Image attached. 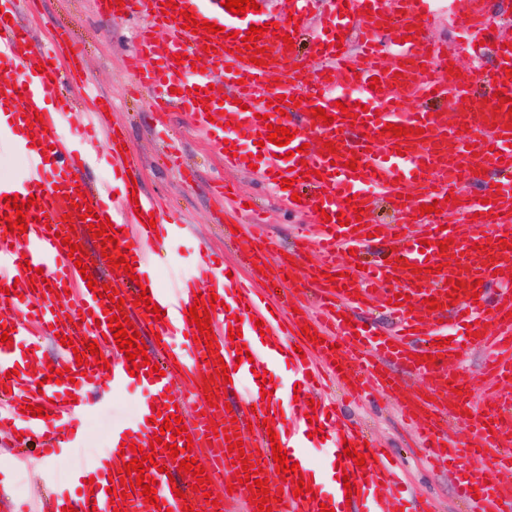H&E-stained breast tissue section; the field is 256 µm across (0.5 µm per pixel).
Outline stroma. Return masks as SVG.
Instances as JSON below:
<instances>
[{"label":"stroma","mask_w":512,"mask_h":512,"mask_svg":"<svg viewBox=\"0 0 512 512\" xmlns=\"http://www.w3.org/2000/svg\"><path fill=\"white\" fill-rule=\"evenodd\" d=\"M430 8L429 36L445 44L449 54L456 56L458 65L471 67V57L458 48V21L448 12V0H431ZM30 10V24L37 44L52 42L56 31L61 30L82 51L86 75L93 79L100 92L112 98L111 122L122 127L126 134L130 157L144 189L162 203L176 207L192 226V236L176 242L159 267L161 280H168L172 271L184 270L201 241L223 250L225 260H235V248L224 239V228L228 225L240 227L246 234L253 232L272 237L286 251L298 234L313 232L314 211L290 210L285 202L275 197L263 171L222 168L206 133L193 127L182 113L171 115L169 141L159 139L152 124V98L136 88L125 69V59L136 44L140 17L101 16L94 0H32ZM168 143L181 152L195 175L194 181H184L178 170L169 167L163 154V147ZM216 177L224 178L239 194L253 200L263 219L261 227H253L249 215L235 213L231 202L223 203L207 194V182ZM138 398L135 392L118 395L108 412L89 419L87 441L69 459L49 463L36 449L30 448L17 461L8 449L0 447V465L13 468L6 485L0 487V497L12 501L29 499L37 491L39 475L47 469L53 472L57 485H67L74 470L96 454L109 426L133 415ZM341 414L345 420L365 426L376 441L392 450L401 461L404 479L418 499L431 501L436 512H464L451 479L432 473L412 448L410 430L398 415L395 396L362 405L347 404Z\"/></svg>","instance_id":"35a3bbf8"}]
</instances>
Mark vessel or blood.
I'll return each mask as SVG.
<instances>
[{
  "label": "vessel or blood",
  "instance_id": "vessel-or-blood-1",
  "mask_svg": "<svg viewBox=\"0 0 512 512\" xmlns=\"http://www.w3.org/2000/svg\"><path fill=\"white\" fill-rule=\"evenodd\" d=\"M152 16L142 25L138 48L128 59L140 86L155 95L158 116L170 110L184 112L206 131L216 146H223L227 127H242L261 134L266 142L260 153L269 179L294 170L292 189L280 190L290 201L293 189H314L302 196V207L320 206L329 222L317 223L314 235L302 237L282 258L271 241L250 237L237 244L240 266L225 264L223 256L200 248L190 272L173 281H159L156 270L162 252L187 231L175 213L160 215L158 202L144 190L134 189L120 148L122 134L103 120L102 113L84 112L65 86L75 76V56L62 37L50 47L35 46L23 22L28 0H0V142L21 158V172L0 180V325L10 329L12 345L0 343V438L11 447L34 446L44 458L56 460L83 443L89 418L111 405L113 397L128 390L144 394L134 419L112 426L98 453L74 474L72 492H50L41 512H159L145 503L140 489H127L125 497L111 498L109 488H120L124 463L133 452L124 444L154 448L156 466L149 478L156 481V496L171 512H229L243 505L257 512L246 485L237 483L239 463L233 462L224 437L211 425L219 423L239 434L251 464L275 472L269 431H276L289 462L280 502L273 512H348V502L361 512H384L380 492H387L401 512H434L432 506L411 499L396 480L397 462L386 449L365 443L358 428L339 423L334 405L315 399L322 379L336 382L355 398L378 400L401 395L400 408L411 422L419 448L434 468L448 471L464 500L475 501L478 512H512L495 481L512 472V112L507 107L479 104L469 71L454 80L438 74L433 63L443 50L421 31L419 0H328L324 29L311 43L324 66L312 73L300 67L296 51L288 50L283 35L295 26H307L313 0H289L283 15L255 10L237 15L222 0H177L163 9L150 0ZM462 32L460 48L475 57L494 53L493 88L512 97V45L503 46L492 30L484 0H452ZM219 25L218 33L198 35L185 28L184 13ZM271 23L277 33L247 40L250 27ZM389 30L401 38L400 51L386 57L377 41ZM266 48L267 65L252 64L254 49ZM209 63L207 74L193 71L197 56ZM224 84V102L212 100L211 84ZM455 85L454 111L428 108L432 98L447 96ZM415 100L414 110L403 103ZM300 120L287 115L293 106ZM325 109L330 125L314 123L312 111ZM350 117H342V108ZM413 127L402 138L385 133V124ZM294 131L287 145L269 142L270 127ZM108 140L114 172L112 186H93L88 175L98 163V143ZM333 151H326V143ZM355 168H346V161ZM499 175V184L485 185L484 172ZM31 200L26 211L28 230L6 231L1 216L6 196ZM392 199L402 225L393 239L392 253L378 266L351 271L344 258L362 252L377 226L371 218L377 195ZM91 207L110 219L120 246L134 257V275L112 267L101 255L100 238L91 236L88 222L70 213L71 204ZM438 205V212L421 213V206ZM359 218L360 228L340 225V218ZM415 232H405V225ZM82 245L89 273L99 285L116 289L122 311L141 339L158 338L148 349L151 364L160 368L148 375L145 367L128 372L129 362L109 335L108 298L89 290L63 238ZM429 247H422V240ZM449 240L448 253L438 243ZM318 251L320 263L307 266L306 255ZM458 263L448 266L449 255ZM257 265L262 280L277 285L276 300L253 288L241 266ZM461 281L453 290V281ZM164 313L136 305L140 292ZM408 296L407 305L393 306L395 295ZM218 296L211 313L216 339L212 346L198 342L197 325L186 311L196 298ZM439 307L431 309L428 300ZM379 300L394 322L388 336L352 321L355 310ZM452 322L432 330L440 313ZM241 317L242 335L229 339L232 317ZM476 336H469L468 327ZM315 331L321 343L307 340ZM97 343V362L80 368L74 352L84 342ZM252 358L238 361V346ZM483 352L480 374L482 395L473 398L459 390L452 377L464 347ZM221 360L213 362L210 353ZM432 364H424V356ZM231 367L230 383L216 379L221 366ZM287 366L288 379L277 371ZM69 370L62 382L48 380L49 370ZM268 374L271 390L297 394L298 413H285L279 401L263 399L261 374ZM212 377L215 403L203 398V377ZM425 382L415 389V379ZM174 401L186 434L160 432L164 417L158 408ZM43 406V416L22 413V406ZM316 420H308L307 411ZM457 421L460 431L449 436L445 425ZM161 443H154V434ZM176 442L181 457L203 467L211 482L206 493L195 490L197 480L181 475L164 445ZM364 454V465L344 456L345 442ZM335 458L326 471L332 491H322L317 469L307 454L314 447ZM477 453L483 476L467 474L463 452ZM310 483V493L294 496L296 480Z\"/></svg>",
  "mask_w": 512,
  "mask_h": 512
}]
</instances>
